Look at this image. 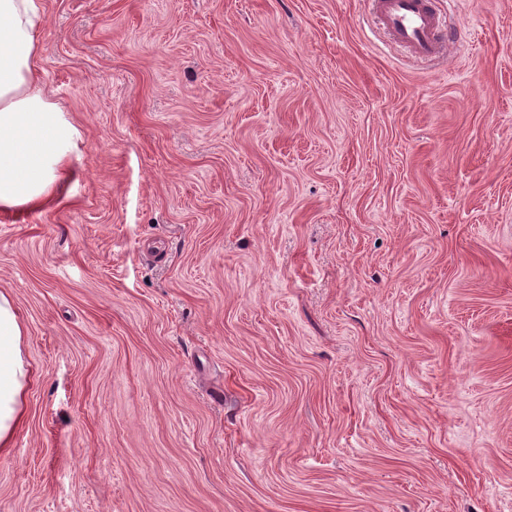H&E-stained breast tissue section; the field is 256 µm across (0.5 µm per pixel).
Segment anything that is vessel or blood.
Segmentation results:
<instances>
[{"mask_svg":"<svg viewBox=\"0 0 512 512\" xmlns=\"http://www.w3.org/2000/svg\"><path fill=\"white\" fill-rule=\"evenodd\" d=\"M373 10L389 38L415 56L429 59L442 54L447 36L429 0H373Z\"/></svg>","mask_w":512,"mask_h":512,"instance_id":"b4317fda","label":"vessel or blood"}]
</instances>
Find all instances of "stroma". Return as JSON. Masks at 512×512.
I'll list each match as a JSON object with an SVG mask.
<instances>
[{"label":"stroma","mask_w":512,"mask_h":512,"mask_svg":"<svg viewBox=\"0 0 512 512\" xmlns=\"http://www.w3.org/2000/svg\"><path fill=\"white\" fill-rule=\"evenodd\" d=\"M437 3L43 0L0 512H512V0ZM377 22L394 42L420 58L429 59L443 53L450 34L442 29L429 0H374Z\"/></svg>","instance_id":"stroma-1"}]
</instances>
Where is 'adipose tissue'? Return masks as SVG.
<instances>
[{
  "mask_svg": "<svg viewBox=\"0 0 512 512\" xmlns=\"http://www.w3.org/2000/svg\"><path fill=\"white\" fill-rule=\"evenodd\" d=\"M42 0H0V210L33 212L70 173L81 134L39 77ZM26 329L10 294L0 291V451L23 421Z\"/></svg>",
  "mask_w": 512,
  "mask_h": 512,
  "instance_id": "adipose-tissue-1",
  "label": "adipose tissue"
}]
</instances>
